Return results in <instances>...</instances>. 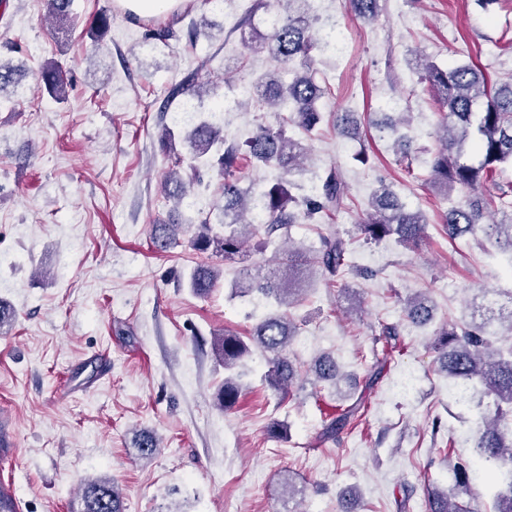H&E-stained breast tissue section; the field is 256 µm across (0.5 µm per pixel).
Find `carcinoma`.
<instances>
[{
    "label": "carcinoma",
    "mask_w": 512,
    "mask_h": 512,
    "mask_svg": "<svg viewBox=\"0 0 512 512\" xmlns=\"http://www.w3.org/2000/svg\"><path fill=\"white\" fill-rule=\"evenodd\" d=\"M46 2L55 19L71 17L73 0ZM382 2L346 0L348 9L367 22L379 17ZM273 3H285L288 9L276 12L275 22L262 33L253 24L255 14ZM318 20L312 0H251L232 28L240 32L242 43L249 45L259 38L271 51L273 68L250 78L249 84L251 99L285 113L278 125L260 126L240 140L224 136L215 123L199 117L189 130L166 126L159 134L161 152L173 159L161 180V194L173 203V209L189 207V188L199 181L201 169L214 170L222 179L224 204L218 214L199 211L182 223L171 217L152 225V243L161 252L182 245L180 235L191 232L188 243L198 261L186 283L197 295L209 294L221 279L222 269L215 260L244 261L251 239L258 237L263 244H272L288 236L292 225L315 223L344 205L346 181L337 168L327 172L310 196L298 198L289 190L290 176L301 168L307 147L288 134L287 127L313 132L325 121L320 102L332 94L328 82L317 81L316 56L336 52V28L314 37L310 30ZM175 38L177 32L170 25H153L144 36L147 41L164 44ZM408 63L444 108L432 134L439 146L431 152L429 168L437 184L462 196L442 215L448 235L479 233L491 247L512 256V181L502 180L505 169L512 168V78L492 88L483 72L469 62L441 66L420 52H412ZM203 70L201 65L172 85L166 103H176L180 112L200 111L209 86ZM26 76V70L0 60V106L18 102V86ZM38 80L53 97L66 99L58 61L45 62ZM332 125L343 136L355 138L359 134L353 112L336 113ZM378 127L400 151L407 171H413L417 155L408 113L394 112ZM178 138L187 144L185 156L176 152ZM245 161L272 168L278 175L262 187L254 183L244 187L241 169ZM427 224L423 211L410 208L390 186L382 184L371 193L358 227L375 243L393 236L399 244L416 246L423 240ZM349 256L347 242L330 235L321 238L319 249L311 256L292 247L275 252L278 274L262 273L259 262L244 266L231 295L262 300L269 311L256 319L245 338L229 330L215 336L216 354L224 367V383L215 396L220 409L237 403L244 391V361L257 351L268 367L264 376L268 387L280 394L289 393L297 370L288 358V346L298 327L287 309L300 301L302 289L296 287V277L303 270H316L330 281H340L353 269L363 278L374 277L373 271L350 264ZM402 313L417 327H425L434 319L430 301L421 293L406 297ZM496 323L507 327L512 336V310L506 312L488 299L474 306L470 320L451 326L445 323L434 332L438 372L468 391L467 398L458 403L481 410V423L473 437L475 460L456 459L450 465L452 485L427 488V512H472L460 496H474L478 486L493 492L494 512H512V347L505 350L495 346L496 333L490 328ZM374 327L378 329L376 340L388 344L399 341L400 324L379 318ZM313 373L317 382L342 401L336 416L325 419L318 432L319 442L335 441L363 416V397L341 395L347 375L329 353L315 360ZM385 374L386 360L375 359L363 376L365 388L375 386ZM137 448L140 459L150 461L159 453L160 441L155 434L143 432ZM71 512H125V508L114 483L100 479L84 484L79 506Z\"/></svg>",
    "instance_id": "cac0c4a2"
}]
</instances>
